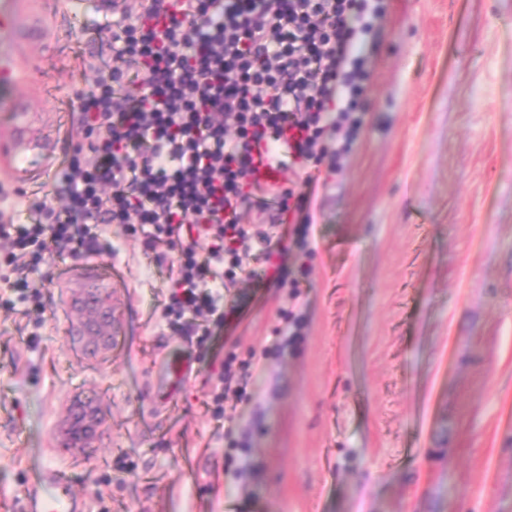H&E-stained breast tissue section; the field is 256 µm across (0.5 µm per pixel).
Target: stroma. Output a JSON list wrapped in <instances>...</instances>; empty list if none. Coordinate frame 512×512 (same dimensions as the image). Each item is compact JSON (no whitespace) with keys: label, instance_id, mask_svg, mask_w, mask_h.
<instances>
[{"label":"stroma","instance_id":"stroma-1","mask_svg":"<svg viewBox=\"0 0 512 512\" xmlns=\"http://www.w3.org/2000/svg\"><path fill=\"white\" fill-rule=\"evenodd\" d=\"M382 6L364 124L310 207L314 254L284 257L307 280L240 282L224 295L239 317L207 341L242 362L280 310L305 322L236 405L248 452L215 441L201 366L169 394L186 340L159 324L164 269L116 237V257L46 266L44 326L0 307V512H24L41 466L67 472L82 512H512V0ZM98 21L64 0L41 45L0 35V64L30 62L0 82V133L4 102L28 97L31 134L57 138L46 168L82 138L85 59L114 63ZM88 288L124 320L94 354L75 304ZM86 401L100 422L67 445Z\"/></svg>","mask_w":512,"mask_h":512}]
</instances>
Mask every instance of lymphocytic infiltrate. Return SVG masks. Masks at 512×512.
<instances>
[{"instance_id":"obj_1","label":"lymphocytic infiltrate","mask_w":512,"mask_h":512,"mask_svg":"<svg viewBox=\"0 0 512 512\" xmlns=\"http://www.w3.org/2000/svg\"><path fill=\"white\" fill-rule=\"evenodd\" d=\"M368 0H137L106 17L117 67L97 69L74 92L83 139L54 173L36 220L0 211L1 306L43 315L35 276L67 255L111 252L137 239L165 264L162 320L196 337L208 369L205 404L228 447H241L228 399L243 401L232 362L206 342L223 326L224 291L252 250L264 258L256 287H299L282 258L285 239L307 249L321 182L312 166L347 153L363 124ZM169 12L161 29L153 15ZM293 133L294 187L252 180L254 143ZM276 200L279 236L249 231L244 208Z\"/></svg>"}]
</instances>
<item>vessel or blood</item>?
I'll return each mask as SVG.
<instances>
[{"instance_id": "b4317fda", "label": "vessel or blood", "mask_w": 512, "mask_h": 512, "mask_svg": "<svg viewBox=\"0 0 512 512\" xmlns=\"http://www.w3.org/2000/svg\"><path fill=\"white\" fill-rule=\"evenodd\" d=\"M47 13L35 9L26 14L0 13V26L15 29L21 39L33 40L44 35ZM14 122L11 133L0 141V166L7 169L19 184L34 180L36 158L46 156L51 144L48 140L33 138L30 134V104L18 97L12 103ZM292 141L282 136L277 151H269L266 144H259L252 152L254 174L258 182L278 184L285 180L288 169L286 160L292 153ZM28 512H77V500L66 477L59 470H52L49 481H36L27 494Z\"/></svg>"}]
</instances>
